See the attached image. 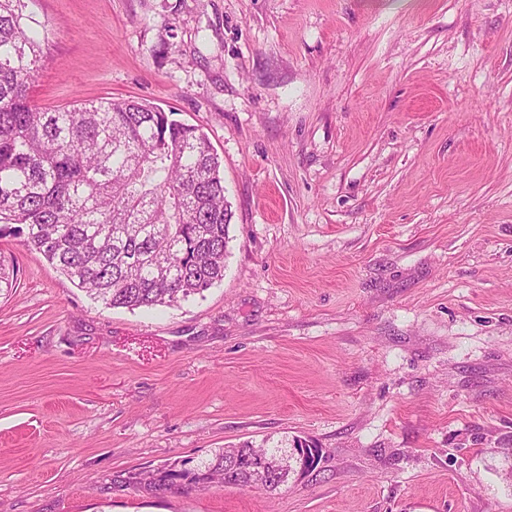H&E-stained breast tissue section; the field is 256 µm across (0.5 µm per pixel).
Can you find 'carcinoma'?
Wrapping results in <instances>:
<instances>
[{
    "instance_id": "carcinoma-1",
    "label": "carcinoma",
    "mask_w": 512,
    "mask_h": 512,
    "mask_svg": "<svg viewBox=\"0 0 512 512\" xmlns=\"http://www.w3.org/2000/svg\"><path fill=\"white\" fill-rule=\"evenodd\" d=\"M30 0H0V236L42 253L77 287L112 308L171 305L224 279L233 212L207 135L132 99L87 100L62 111L30 105L42 69ZM281 449L230 445L193 476L219 482Z\"/></svg>"
}]
</instances>
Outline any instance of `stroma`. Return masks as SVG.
Segmentation results:
<instances>
[{"label": "stroma", "mask_w": 512, "mask_h": 512, "mask_svg": "<svg viewBox=\"0 0 512 512\" xmlns=\"http://www.w3.org/2000/svg\"><path fill=\"white\" fill-rule=\"evenodd\" d=\"M32 104L209 138L224 278L111 308L0 236V512H512V0H31ZM276 494L154 492L225 446ZM282 448H270L264 444L256 446L246 441L238 445H230L219 453L217 457V464L212 467H207L206 473H196L189 479L191 482H199L205 479L217 480L218 482H224V479H229L228 470L236 467L240 470V477L235 478L234 481L241 483L242 485L249 484L251 476L244 474V469L251 459L258 456L274 457L280 455ZM307 452L305 448H293L287 455L279 459H253L250 463V472L253 477L265 475L269 472L286 473L287 475H293L297 478L307 476L314 472L317 467L314 468L313 462L315 460L313 456V462L311 465H307Z\"/></svg>", "instance_id": "1"}]
</instances>
